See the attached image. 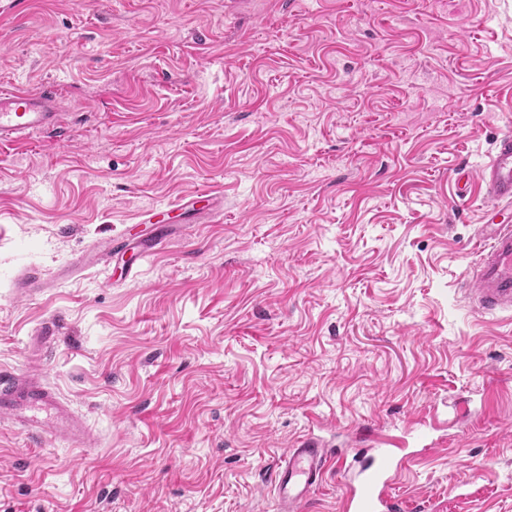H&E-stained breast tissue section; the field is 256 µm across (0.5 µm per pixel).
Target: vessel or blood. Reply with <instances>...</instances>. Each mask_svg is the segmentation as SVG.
<instances>
[{
	"label": "vessel or blood",
	"instance_id": "obj_1",
	"mask_svg": "<svg viewBox=\"0 0 512 512\" xmlns=\"http://www.w3.org/2000/svg\"><path fill=\"white\" fill-rule=\"evenodd\" d=\"M61 95V90L53 86L31 90L0 85V148L60 127ZM477 180L492 206L485 210L479 230L482 245L472 299L484 313L512 311V222L502 219L498 210L499 204H512L511 133L496 140ZM176 208L183 223L190 224L202 217L219 216L224 203L212 191L190 192L178 198ZM142 221L149 224L148 233L134 240H105L92 259L78 262V269L95 263H118L125 278L137 276L142 262L158 253L170 237L168 229L156 227L155 212L145 211ZM0 415L15 419L19 429L29 435H48L75 448L92 440L84 421L35 374L0 375ZM331 466L343 483V512H399V502L389 491L406 466L404 460L387 448H370L351 458L344 450L328 447L323 439L311 435L288 449L275 471L277 512H299Z\"/></svg>",
	"mask_w": 512,
	"mask_h": 512
}]
</instances>
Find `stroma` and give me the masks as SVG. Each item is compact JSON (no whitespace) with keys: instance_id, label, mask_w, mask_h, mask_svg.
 <instances>
[{"instance_id":"1","label":"stroma","mask_w":512,"mask_h":512,"mask_svg":"<svg viewBox=\"0 0 512 512\" xmlns=\"http://www.w3.org/2000/svg\"><path fill=\"white\" fill-rule=\"evenodd\" d=\"M0 83L66 111L0 150V373L95 438L0 417V512H276L299 438L431 415L401 512H512V312L465 297L489 201L456 193L512 133V0H0ZM194 189L222 216L136 279L62 277ZM0 415L15 419L28 435H49L75 448L92 441L84 421L35 374L0 375Z\"/></svg>"}]
</instances>
